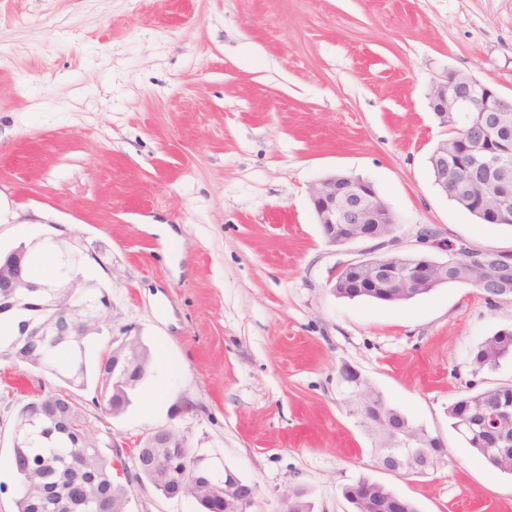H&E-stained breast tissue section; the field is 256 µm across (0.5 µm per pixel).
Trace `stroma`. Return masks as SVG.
<instances>
[{
  "mask_svg": "<svg viewBox=\"0 0 512 512\" xmlns=\"http://www.w3.org/2000/svg\"><path fill=\"white\" fill-rule=\"evenodd\" d=\"M512 94V0H0V248L67 238L112 301V336L158 357L132 404L97 409L130 512H197L135 477L144 437L168 427L191 452L257 486L250 512L303 489L314 512H352L359 478L418 512H512V473L452 429L470 383L512 384V360L476 348L512 328V300L445 285L403 303L334 294L338 262L308 188L371 180L402 247L438 239L512 251L433 183L445 137L428 105L448 74ZM168 225L180 249L149 232ZM349 365L445 447L438 468L379 469L339 384ZM0 512H14V418L36 381L0 361ZM162 394L160 408L147 402ZM490 342L495 344L493 349H488ZM509 356L512 357V329H501L477 347L472 360L479 371H492Z\"/></svg>",
  "mask_w": 512,
  "mask_h": 512,
  "instance_id": "35a3bbf8",
  "label": "stroma"
}]
</instances>
